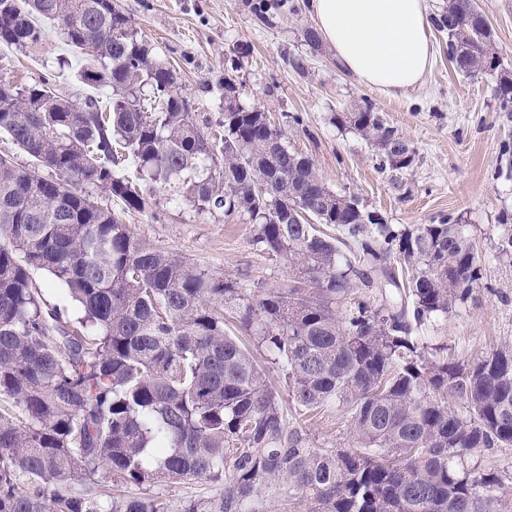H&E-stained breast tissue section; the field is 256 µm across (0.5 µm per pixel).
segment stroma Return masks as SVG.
<instances>
[{
  "instance_id": "obj_1",
  "label": "stroma",
  "mask_w": 512,
  "mask_h": 512,
  "mask_svg": "<svg viewBox=\"0 0 512 512\" xmlns=\"http://www.w3.org/2000/svg\"><path fill=\"white\" fill-rule=\"evenodd\" d=\"M307 0H119L133 27L156 55L180 71L183 94L199 107V122L224 110L220 84L232 71L237 100L269 113L290 150L310 156L327 185L355 195L396 227L436 224L451 217L468 224L484 264L476 302L436 321L430 336L447 342L458 359L512 346V263L497 256L500 226L512 218V174L501 171L512 146V114L501 111L492 77L459 75L448 60V39L434 33L436 59L424 83L390 98L363 87L337 63L327 45L312 47L304 33L313 21ZM505 66L512 67V0H477ZM85 59L47 28L44 44L29 53L0 48V79L17 86L52 78L64 95L91 94L78 73ZM369 106L413 147L406 169L382 168L375 146L336 115ZM134 235L190 263L240 281L253 291L290 284L276 257L253 245L254 227L164 205L159 217L131 213ZM317 448L348 444L336 404L316 417L288 412Z\"/></svg>"
}]
</instances>
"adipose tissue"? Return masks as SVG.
Listing matches in <instances>:
<instances>
[{
    "label": "adipose tissue",
    "instance_id": "adipose-tissue-1",
    "mask_svg": "<svg viewBox=\"0 0 512 512\" xmlns=\"http://www.w3.org/2000/svg\"><path fill=\"white\" fill-rule=\"evenodd\" d=\"M308 6L320 37L364 87L404 96L434 63L426 0H309Z\"/></svg>",
    "mask_w": 512,
    "mask_h": 512
}]
</instances>
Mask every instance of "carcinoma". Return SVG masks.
I'll return each instance as SVG.
<instances>
[{
  "instance_id": "cac0c4a2",
  "label": "carcinoma",
  "mask_w": 512,
  "mask_h": 512,
  "mask_svg": "<svg viewBox=\"0 0 512 512\" xmlns=\"http://www.w3.org/2000/svg\"><path fill=\"white\" fill-rule=\"evenodd\" d=\"M41 20L90 59L82 83L110 107L48 77L0 79V135L29 157L0 154V512H260L266 495L305 512H500V475L469 458L512 446V349L462 361L428 336L482 287L467 225L371 219L257 107L204 130L179 71L116 0H0V45L38 48ZM438 30L455 69L496 78L512 112V72L474 0H448ZM336 120L391 168L414 162L370 107ZM128 164L132 178L117 172ZM158 188L248 221L294 284L251 294L134 237L125 215L157 216ZM295 205L309 222H288ZM501 227L497 256L512 259ZM40 271L75 311L46 300ZM239 332L268 352L298 414L338 405L348 446L311 448L288 426ZM194 480L224 491L177 503L159 491ZM111 482L138 493L114 497Z\"/></svg>"
}]
</instances>
